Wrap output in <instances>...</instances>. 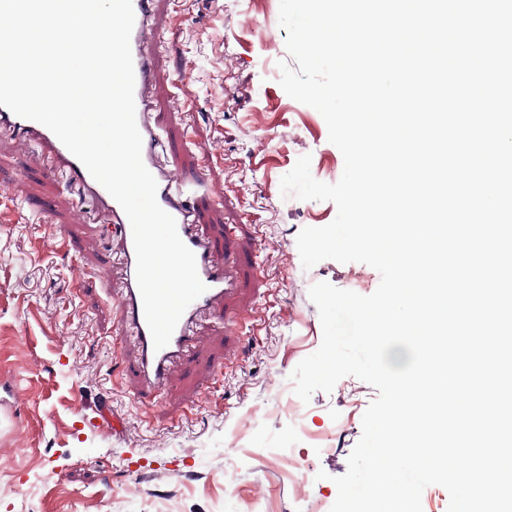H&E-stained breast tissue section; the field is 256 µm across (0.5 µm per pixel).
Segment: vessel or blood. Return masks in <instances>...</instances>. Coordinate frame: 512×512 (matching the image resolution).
<instances>
[{
  "instance_id": "1",
  "label": "vessel or blood",
  "mask_w": 512,
  "mask_h": 512,
  "mask_svg": "<svg viewBox=\"0 0 512 512\" xmlns=\"http://www.w3.org/2000/svg\"><path fill=\"white\" fill-rule=\"evenodd\" d=\"M135 22L130 46L135 73V117L141 133L142 160L157 181V201L177 223L184 244L196 257L197 271L205 292L183 313L169 344L155 349L148 329L141 295L136 281V255L132 229L116 200L87 171L84 165L45 126L15 115L0 106V135L21 138L32 143L37 152L34 161L50 176L63 173L73 182L81 202L72 206L70 223L85 224L90 210H97L118 248L122 265V285L117 293L116 310L122 331L135 340L134 360L143 383L158 391L168 383L170 366L192 340L190 327L200 311L220 306L232 293L234 277L212 259L208 238L199 231L191 210L192 201L211 190L206 173L187 179L175 166L161 163L163 129L153 115V90L156 81L155 60L162 46L164 31L157 25L159 0H132Z\"/></svg>"
}]
</instances>
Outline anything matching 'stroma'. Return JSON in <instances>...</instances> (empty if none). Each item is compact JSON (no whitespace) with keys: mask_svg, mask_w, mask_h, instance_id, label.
<instances>
[{"mask_svg":"<svg viewBox=\"0 0 512 512\" xmlns=\"http://www.w3.org/2000/svg\"><path fill=\"white\" fill-rule=\"evenodd\" d=\"M279 0H178L162 15L156 111L165 115L167 162L205 169L223 196L195 209L217 257L224 227H240L238 292L225 314L203 315L201 338L175 363L165 391L143 392L129 337L119 335L118 274L98 223L67 225L75 198L64 177L28 167L0 138V512H306L334 503L336 477L362 434L377 390L354 376L314 392L297 420L279 406L290 375L322 341L314 283L372 294L380 275L360 262L326 259L304 269L297 236L331 223L333 202L283 197L298 158L337 182L339 149L314 108L279 83L286 30L274 47L247 21L278 14ZM109 408L124 428L96 427ZM305 466L304 481L288 459Z\"/></svg>","mask_w":512,"mask_h":512,"instance_id":"obj_1","label":"stroma"}]
</instances>
